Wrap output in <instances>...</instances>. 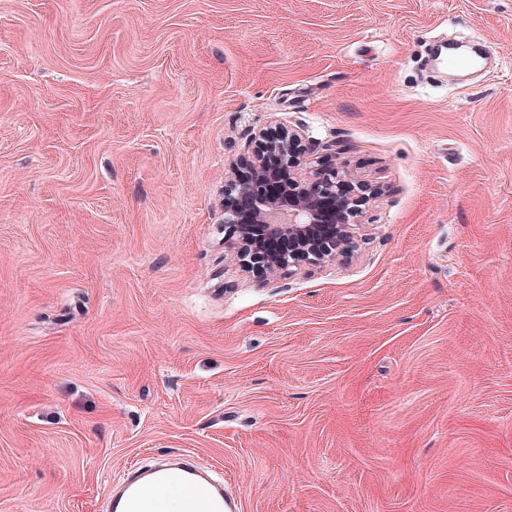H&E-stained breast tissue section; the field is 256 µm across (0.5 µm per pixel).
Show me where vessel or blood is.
Segmentation results:
<instances>
[{"instance_id":"obj_1","label":"vessel or blood","mask_w":512,"mask_h":512,"mask_svg":"<svg viewBox=\"0 0 512 512\" xmlns=\"http://www.w3.org/2000/svg\"><path fill=\"white\" fill-rule=\"evenodd\" d=\"M185 512H237L224 493V479L198 463L192 452L151 465L132 464L113 486L106 512H168L173 500Z\"/></svg>"}]
</instances>
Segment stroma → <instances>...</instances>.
Listing matches in <instances>:
<instances>
[{
    "label": "stroma",
    "mask_w": 512,
    "mask_h": 512,
    "mask_svg": "<svg viewBox=\"0 0 512 512\" xmlns=\"http://www.w3.org/2000/svg\"><path fill=\"white\" fill-rule=\"evenodd\" d=\"M275 119L384 195L263 280L224 182ZM183 450L239 512H512V0H0V512Z\"/></svg>",
    "instance_id": "stroma-1"
}]
</instances>
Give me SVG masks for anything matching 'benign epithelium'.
<instances>
[{"mask_svg":"<svg viewBox=\"0 0 512 512\" xmlns=\"http://www.w3.org/2000/svg\"><path fill=\"white\" fill-rule=\"evenodd\" d=\"M252 140L258 149L242 157L248 178L224 184L225 245L241 271L262 278L291 276L302 261L324 267L351 257L358 217L381 196V188L360 179L345 161L308 169L299 150L301 135L280 121L252 130ZM269 183L279 191L259 190ZM275 238L288 239L293 251L267 252Z\"/></svg>","mask_w":512,"mask_h":512,"instance_id":"1","label":"benign epithelium"}]
</instances>
